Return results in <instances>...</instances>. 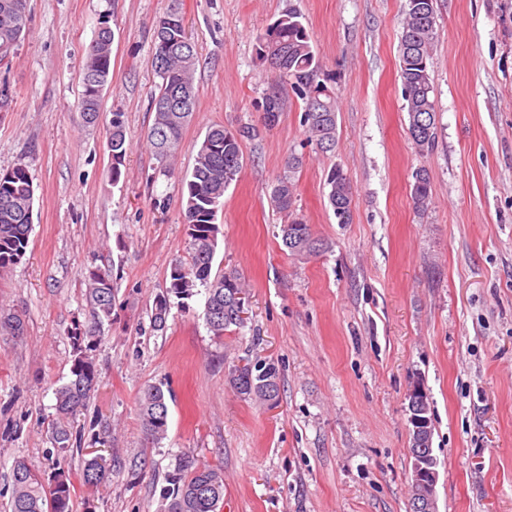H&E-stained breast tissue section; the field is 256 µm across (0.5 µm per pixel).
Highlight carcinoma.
Segmentation results:
<instances>
[{"mask_svg": "<svg viewBox=\"0 0 512 512\" xmlns=\"http://www.w3.org/2000/svg\"><path fill=\"white\" fill-rule=\"evenodd\" d=\"M408 9L400 36L399 67L405 108L408 115L407 132L419 154L431 152L438 140V125L434 87L430 74L431 47L436 37V17L433 0H407ZM28 22L27 0H0V45L19 43ZM156 26L160 35L154 37L152 63L161 78L158 93L151 96L150 111L153 123L147 134L152 153L162 163L169 165L177 157L184 128L197 111L199 96L194 84L196 54L190 48L177 54L167 50L170 45L189 40L184 15L178 0ZM284 51L279 56V76L290 80L298 98L304 102L301 116L308 139L323 151L336 146V97L325 83L317 81L322 63L313 51L310 35L301 15L290 11L280 17L259 39L258 54L269 61L271 47ZM112 72V38L99 31L91 41L82 74L79 112L82 123L94 126L100 117L103 92H97L87 82L96 75L107 85ZM187 92L191 96L192 111L168 112L160 109L162 100ZM282 112L285 99L278 85L270 87L269 95L260 105L267 112L268 104ZM247 131H231L222 125L210 126L201 141L193 168L183 182V220L190 237V261L177 262L171 268L169 284L155 302L154 326L166 322L167 300L189 299L205 290L204 321L216 338H222L244 326L243 310L238 305L239 296L246 294L244 283L233 270L213 271L218 248V237L208 236L216 212L215 202L224 199V192L237 179L242 167V141ZM108 148L111 166L108 170L112 181L121 177L126 147L122 122L112 120ZM303 165V159L290 155L288 173L272 185L269 200L279 211H289L295 197L293 174ZM411 200L416 210L425 211L431 203V181L426 167L413 175ZM328 202L337 222L347 224L351 219L352 186L343 170L335 166L326 178ZM35 189L25 166L18 165L0 173V274L18 265L26 256L33 223ZM283 251L298 258L318 256L328 249L325 240L314 235L304 217L296 215L281 225ZM89 319L85 327L71 336L77 353L71 367V376L55 390L57 415L53 440L65 449L72 442V422L88 404L99 385L97 367L86 351L96 339L99 324L112 316L114 301L112 274L108 270H95L88 280ZM0 330L20 339L24 323L16 314H0ZM229 382L241 397L274 407L279 401L281 384L278 370L271 362H245L235 366ZM408 410L423 414L427 420V443L432 447L434 425L429 416V395L421 393L416 401H408ZM139 416L147 443L157 445L165 438L168 426V404L160 385H150L139 397ZM111 464L101 455L84 461L83 482L97 489L110 482ZM171 488L164 494V512H217L224 499V473L218 468L199 462L194 456L183 454L176 459L174 470L167 475ZM71 489L66 477L56 473L48 479L45 473L24 460H17L12 467L10 512H70Z\"/></svg>", "mask_w": 512, "mask_h": 512, "instance_id": "1", "label": "carcinoma"}]
</instances>
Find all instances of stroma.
I'll use <instances>...</instances> for the list:
<instances>
[{
	"label": "stroma",
	"mask_w": 512,
	"mask_h": 512,
	"mask_svg": "<svg viewBox=\"0 0 512 512\" xmlns=\"http://www.w3.org/2000/svg\"><path fill=\"white\" fill-rule=\"evenodd\" d=\"M197 50L199 107L164 170L147 145L153 31L170 0H29L26 30L0 65V172L25 165L35 188L30 247L0 275V512L11 467L64 470L71 512H163L166 475L182 453L220 468L219 512H409L413 459L408 394L423 382L434 419L438 512H512V0H434L431 77L438 144L420 155L408 134L399 76L407 0H180ZM302 14L337 101L333 151L301 124L288 80L277 123L259 105L273 77L259 39L286 11ZM112 79L98 125L78 112L81 65L102 26ZM121 113L126 157L107 174L110 120ZM252 126L243 166L215 222L216 269L248 287L246 322L215 338L204 297L172 300L164 329L155 297L187 259L183 178L212 124ZM302 156L292 212L267 194ZM353 187L338 223L326 175ZM426 167L432 201L415 210L413 173ZM328 241L298 260L279 248L291 213ZM112 272L115 303L89 352L101 384L75 424L79 447L52 440L54 391L88 319L91 271ZM274 361L281 393L269 409L229 384L233 366ZM162 385L168 429L147 444L138 397ZM114 467L109 485L82 480L88 451Z\"/></svg>",
	"instance_id": "obj_1"
}]
</instances>
